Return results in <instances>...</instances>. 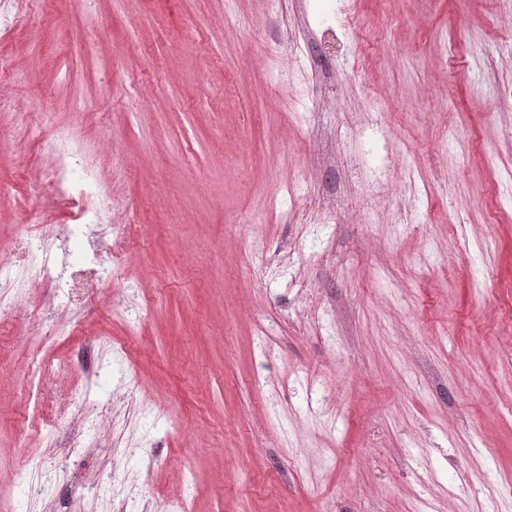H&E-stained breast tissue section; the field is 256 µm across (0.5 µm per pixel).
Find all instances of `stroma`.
<instances>
[{
    "label": "stroma",
    "instance_id": "1",
    "mask_svg": "<svg viewBox=\"0 0 512 512\" xmlns=\"http://www.w3.org/2000/svg\"><path fill=\"white\" fill-rule=\"evenodd\" d=\"M121 267L0 330V512H512V0H11ZM33 140L0 112V257ZM328 224H298L313 196ZM57 333L40 356L26 310ZM133 380L121 382L120 370ZM95 420L80 454V416Z\"/></svg>",
    "mask_w": 512,
    "mask_h": 512
}]
</instances>
